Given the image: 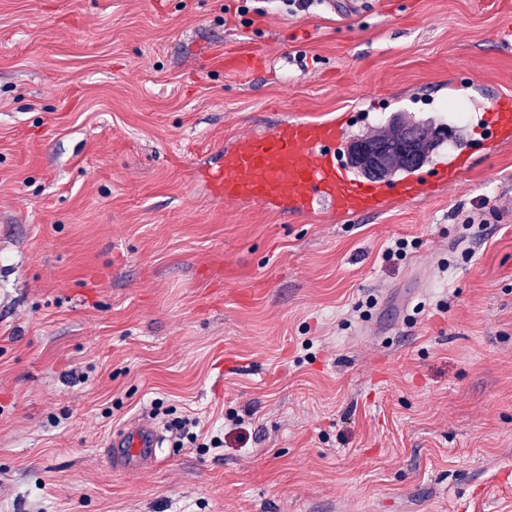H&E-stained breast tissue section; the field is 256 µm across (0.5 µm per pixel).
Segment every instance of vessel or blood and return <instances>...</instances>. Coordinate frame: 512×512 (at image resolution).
<instances>
[{
	"mask_svg": "<svg viewBox=\"0 0 512 512\" xmlns=\"http://www.w3.org/2000/svg\"><path fill=\"white\" fill-rule=\"evenodd\" d=\"M349 119V113L339 112L317 120L293 117L265 123L263 131L226 141L219 164L206 169V181L228 203L256 205L283 218L347 223L436 197L473 164L472 149L463 146L442 164L432 183L414 169L394 179L358 175L340 153ZM487 120L496 129L493 149L511 146L512 96L499 95ZM158 446L157 430L135 422L111 438L107 458L115 467L133 468L154 462Z\"/></svg>",
	"mask_w": 512,
	"mask_h": 512,
	"instance_id": "vessel-or-blood-1",
	"label": "vessel or blood"
}]
</instances>
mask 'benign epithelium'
<instances>
[{
  "mask_svg": "<svg viewBox=\"0 0 512 512\" xmlns=\"http://www.w3.org/2000/svg\"><path fill=\"white\" fill-rule=\"evenodd\" d=\"M440 132L413 128L405 131L395 142L357 139L351 145V156L373 177H382L394 164L418 166L421 164L422 144L439 138Z\"/></svg>",
  "mask_w": 512,
  "mask_h": 512,
  "instance_id": "obj_1",
  "label": "benign epithelium"
}]
</instances>
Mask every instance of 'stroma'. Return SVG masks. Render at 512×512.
Instances as JSON below:
<instances>
[{"mask_svg":"<svg viewBox=\"0 0 512 512\" xmlns=\"http://www.w3.org/2000/svg\"><path fill=\"white\" fill-rule=\"evenodd\" d=\"M350 2L0 0V512H512V149L349 224L194 178L273 114L488 137L512 0ZM157 448V430L148 422H135L111 438L107 458L116 468H133L157 460Z\"/></svg>","mask_w":512,"mask_h":512,"instance_id":"obj_1","label":"stroma"}]
</instances>
